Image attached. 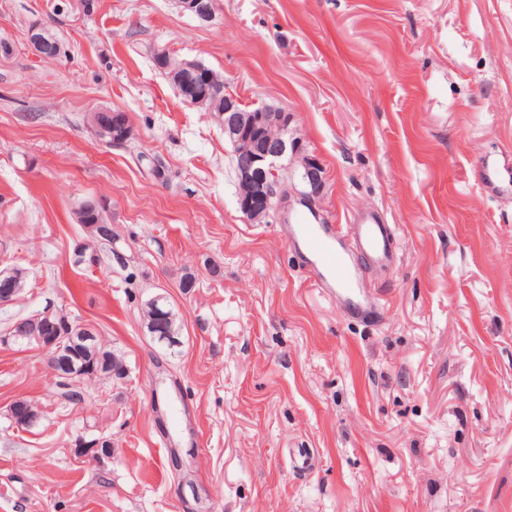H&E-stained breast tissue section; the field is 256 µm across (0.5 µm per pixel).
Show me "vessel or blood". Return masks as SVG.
Here are the masks:
<instances>
[{"mask_svg": "<svg viewBox=\"0 0 512 512\" xmlns=\"http://www.w3.org/2000/svg\"><path fill=\"white\" fill-rule=\"evenodd\" d=\"M486 187L495 194H512V180L502 178L494 161L483 166ZM288 236L319 287L336 295L350 314L360 315L369 305L361 297L360 272L354 255L382 264L395 260L394 227L368 214L354 224H321L308 212L293 210Z\"/></svg>", "mask_w": 512, "mask_h": 512, "instance_id": "b4317fda", "label": "vessel or blood"}]
</instances>
